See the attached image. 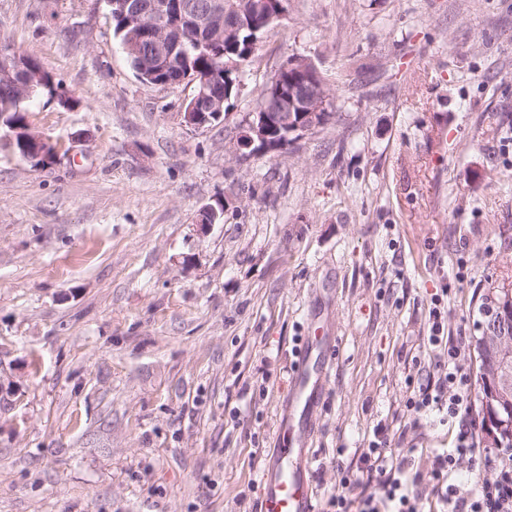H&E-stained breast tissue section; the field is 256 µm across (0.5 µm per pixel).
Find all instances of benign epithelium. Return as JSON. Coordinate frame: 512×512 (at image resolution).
Segmentation results:
<instances>
[{
	"instance_id": "1",
	"label": "benign epithelium",
	"mask_w": 512,
	"mask_h": 512,
	"mask_svg": "<svg viewBox=\"0 0 512 512\" xmlns=\"http://www.w3.org/2000/svg\"><path fill=\"white\" fill-rule=\"evenodd\" d=\"M129 30L131 40L123 46L124 51L148 52L159 61H170L178 51L182 30H205L215 41L236 45L244 29L240 17L224 0H114ZM283 0H260L258 10L262 19L258 28L269 25L281 16ZM0 54L13 59L15 71H24L26 75L20 81L12 79L9 71L0 73L11 80L17 99L27 97L30 88L43 82V69L27 64L26 58L12 49L1 45ZM288 80L264 91L265 100L272 101V108L262 107V111L250 114L245 124L240 126L238 134L228 143V152L242 160L259 153L280 152L284 149V140L280 134L292 136V141L315 133L325 125L328 113L329 97L320 77L307 58H295L283 68ZM221 82L210 81L201 84L191 101L184 103L180 113L182 124L192 128H203L213 116L221 117L227 96L220 89ZM489 305H512V286L493 288L489 293ZM492 366L497 374H502V383H512V347L503 345L490 350Z\"/></svg>"
}]
</instances>
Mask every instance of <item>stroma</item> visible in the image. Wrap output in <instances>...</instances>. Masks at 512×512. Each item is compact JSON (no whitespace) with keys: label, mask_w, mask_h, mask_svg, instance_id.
Listing matches in <instances>:
<instances>
[{"label":"stroma","mask_w":512,"mask_h":512,"mask_svg":"<svg viewBox=\"0 0 512 512\" xmlns=\"http://www.w3.org/2000/svg\"><path fill=\"white\" fill-rule=\"evenodd\" d=\"M1 42L73 102L27 106L52 164L0 143V512H261L303 357L315 512L378 426L439 512L459 429L405 402L436 370L433 298L472 338L512 279V0H289L202 129L136 77L105 0H0ZM295 56L336 119L236 161ZM314 326L335 343L308 349Z\"/></svg>","instance_id":"1"}]
</instances>
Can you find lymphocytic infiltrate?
<instances>
[{
	"instance_id": "f902f5d3",
	"label": "lymphocytic infiltrate",
	"mask_w": 512,
	"mask_h": 512,
	"mask_svg": "<svg viewBox=\"0 0 512 512\" xmlns=\"http://www.w3.org/2000/svg\"><path fill=\"white\" fill-rule=\"evenodd\" d=\"M432 334L429 341L436 349L441 366L438 376L425 377L415 397L407 402L414 413L435 411L449 420H460L461 428L452 450L439 454L433 473L441 479L438 490L442 512H512V466L499 468L493 480L483 482L478 489H466L454 481L453 476L462 460H469L474 471L489 466L488 457L476 454L472 442V423L465 420L464 412L472 405V379L458 364L468 345L466 337L444 335L439 308H432ZM403 463L387 456L384 441L377 440L363 449L358 457L357 470H343L342 486L357 482V473H366L372 490L356 497L344 493L331 497L328 512H419L417 500L402 481Z\"/></svg>"
}]
</instances>
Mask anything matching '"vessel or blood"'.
<instances>
[{
    "mask_svg": "<svg viewBox=\"0 0 512 512\" xmlns=\"http://www.w3.org/2000/svg\"><path fill=\"white\" fill-rule=\"evenodd\" d=\"M314 399L315 384L307 371H300L290 401L300 407L301 417L282 424L285 443L279 450L276 467L265 479L263 512H313L305 463L310 438L306 419L312 414Z\"/></svg>",
    "mask_w": 512,
    "mask_h": 512,
    "instance_id": "obj_1",
    "label": "vessel or blood"
}]
</instances>
